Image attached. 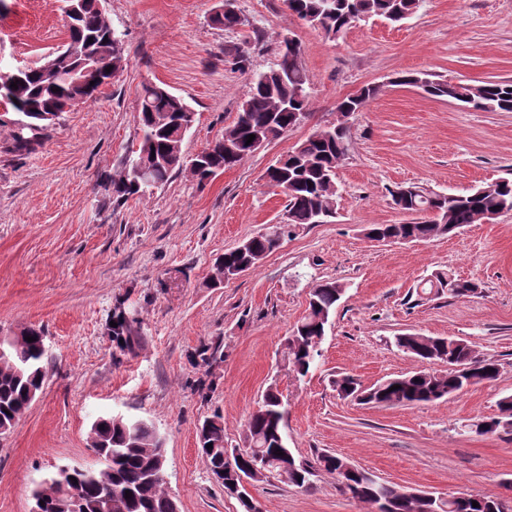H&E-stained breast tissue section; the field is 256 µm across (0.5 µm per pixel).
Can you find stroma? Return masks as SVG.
<instances>
[{
	"instance_id": "35a3bbf8",
	"label": "stroma",
	"mask_w": 512,
	"mask_h": 512,
	"mask_svg": "<svg viewBox=\"0 0 512 512\" xmlns=\"http://www.w3.org/2000/svg\"><path fill=\"white\" fill-rule=\"evenodd\" d=\"M219 5L104 0L124 40L123 69L63 113L33 152L14 150L23 116L0 104V335L43 328L47 351L40 393L0 438V512H29L31 490L56 467L91 462L92 424L115 416L147 421L164 437L165 488L180 512H242L198 454L196 427L221 414L226 446H245L246 420L272 385L298 458L328 452L383 482L444 498H512V435L466 429L496 417L500 398L512 394V212L423 242L363 234L370 224L408 221L392 201L398 186L465 195L512 180V112L399 81L419 72L470 85L512 79V0H422L401 23L372 17L336 39L286 0H235L242 22L232 28L212 24ZM288 33L302 47L308 118L205 184L184 169L146 195L113 202L110 179L138 143L143 85H161L193 108L183 144L192 158L223 136ZM67 38L59 0H6L0 73L41 65ZM239 49L248 69L233 63ZM366 84L380 93L349 119L334 217L294 227L255 268L211 287L218 257L286 221V199L267 185L266 169ZM441 269L477 283L479 295L418 297L417 286ZM326 281L343 294L315 367L300 379L287 341L310 290ZM120 313L129 331L118 340L109 324ZM406 332L464 340L499 375L420 405L338 396L344 374L370 387L424 370L393 344ZM251 494L263 512H366L323 470L310 487L270 475Z\"/></svg>"
}]
</instances>
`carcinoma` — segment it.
<instances>
[{
    "instance_id": "1",
    "label": "carcinoma",
    "mask_w": 512,
    "mask_h": 512,
    "mask_svg": "<svg viewBox=\"0 0 512 512\" xmlns=\"http://www.w3.org/2000/svg\"><path fill=\"white\" fill-rule=\"evenodd\" d=\"M287 5L297 17L335 39L355 22L373 16L400 23L416 12L420 0H287ZM67 29V45L57 53L58 67L69 73L67 78L55 79L40 67L29 68L14 89L10 77L0 75V101L27 118L15 136L18 151L35 150L42 131L62 114L63 103L76 95L96 93L105 85L109 65L124 59L123 40L97 9L95 0H83L82 9L69 16ZM301 57L300 45H285L274 65L254 77L249 98L228 127L236 151L227 152L222 137L210 143L207 153L194 158L198 164L195 175L198 184L251 156L253 150L246 145L248 135L262 132L271 142L303 122L308 115L309 93ZM402 82L414 84L434 98L456 100L486 112H512V80L470 85L434 80L423 73L404 76ZM379 92V86L367 84L339 100L336 110L353 114ZM188 111L190 108L183 99L168 89L156 84L143 87L136 115L141 136L136 150L112 176L113 199L123 201L150 192L182 169L184 155L176 144L183 143L189 131L182 124ZM26 130L30 135H24ZM347 151L348 128H320L269 167V183L281 188L286 198L287 222L224 253L220 262L227 271L255 267L279 247L280 238L287 236L290 228L319 224L332 216L329 207L336 202L338 191L336 169ZM392 198L396 206L417 214V218L408 224H370L364 228L365 235L369 237L374 232L382 237L418 242L476 224L490 212H511L512 181L486 183L466 195L432 193L417 185L400 186L392 192ZM427 283L430 291L446 292L457 298L479 290L477 284L457 279L443 270L433 273ZM342 292V286L335 282L312 288L307 314L296 325L293 345L288 347L289 364L296 377H306L314 366L317 352L313 341L324 336ZM29 337L35 341H27ZM395 345L406 354L442 361L451 368L385 381L365 390L363 403L434 402L458 394L468 385L492 381L499 373L497 363L479 357L463 340L404 333L395 337ZM45 356L44 333L31 327L22 331V340L0 355V434L10 433L41 390ZM360 387L350 375L336 380V391L343 397L356 394ZM498 406L499 415L480 434H512V395L501 398ZM283 428L281 395L270 387L246 422L245 438L253 448L251 454L233 460L232 468H224V421L218 414L205 419L199 427V451L209 472L224 474L226 482L231 476L246 475L256 467L268 472L286 467L288 482L305 487L311 484L316 471L325 470L336 475L344 491L366 503L384 491L391 501L390 512H509L512 509L496 493L463 494L420 504L407 495L406 489L381 485L362 468L344 470L349 462L339 457L321 454L313 463L296 459L286 444ZM90 440L105 460V471L84 472L72 468L70 475L50 479L39 490L44 501L43 512H174L173 499L163 484L148 480L158 457L166 452L164 439L155 427L141 420L134 424L114 417L100 418L91 427ZM278 449L283 455L274 454ZM128 491L132 496L127 499ZM474 501L479 506H472Z\"/></svg>"
}]
</instances>
